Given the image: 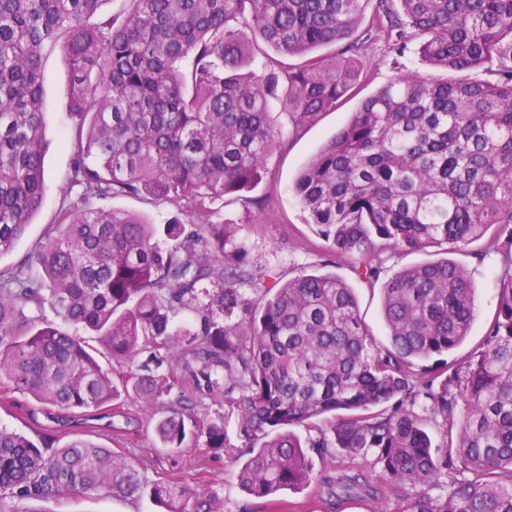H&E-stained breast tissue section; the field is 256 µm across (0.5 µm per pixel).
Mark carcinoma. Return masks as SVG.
Wrapping results in <instances>:
<instances>
[{
	"instance_id": "cac0c4a2",
	"label": "carcinoma",
	"mask_w": 512,
	"mask_h": 512,
	"mask_svg": "<svg viewBox=\"0 0 512 512\" xmlns=\"http://www.w3.org/2000/svg\"><path fill=\"white\" fill-rule=\"evenodd\" d=\"M110 2L0 0V256L43 203L40 69L56 47L77 133L68 190L80 188L46 242L0 271V379L71 433L49 452L0 428V512L115 494L147 495L164 512H220L210 497L147 481L79 428V412L110 420L122 394L164 392L165 378L136 363L147 346L165 351L170 376L196 366L192 394L180 392V411L155 425L160 447H225L224 417L198 412L199 395L224 388L249 454L238 480L257 499L307 486L314 459L342 455L375 470L374 484L361 471L338 478L346 495L398 492L400 512H512V0H398L399 13L378 0L372 25L387 37L401 42L409 28L435 67L498 79L399 74L362 100L293 186L319 236L338 255L356 254L367 282L385 264L379 240L394 252L464 246L498 226L506 241L488 246L505 263L497 314L484 349L456 367L440 355L463 342L475 310L457 263L391 276L382 288L389 345L378 348L345 281L299 274L265 285L234 225L212 209L260 181L278 143L268 103L279 79L297 129L356 88L362 0H127L116 15L105 12ZM250 32L303 65L250 69ZM140 195L186 201L191 214L158 226L85 206ZM46 304L63 325L40 318ZM83 331L126 368L120 381L86 350ZM428 413L458 422L455 451L433 449ZM328 415L304 442L292 430ZM448 468L465 475L450 492Z\"/></svg>"
}]
</instances>
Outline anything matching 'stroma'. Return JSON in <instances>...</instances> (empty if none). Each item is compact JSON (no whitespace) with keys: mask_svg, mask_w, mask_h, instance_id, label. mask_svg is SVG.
Masks as SVG:
<instances>
[{"mask_svg":"<svg viewBox=\"0 0 512 512\" xmlns=\"http://www.w3.org/2000/svg\"><path fill=\"white\" fill-rule=\"evenodd\" d=\"M365 19L358 35L364 43L358 55L361 66L362 94L370 95L390 83L399 72L415 71L437 78L445 72L433 68L418 52V41L406 38L397 46L383 33L374 31L372 18L375 0H365ZM44 110L49 126L46 152V194L43 205L14 249L0 256V270L15 267L25 256L37 249L66 202L63 189L73 161L71 141L74 137L68 117V64L61 50L49 52L42 63ZM361 96H349L311 124L293 129L279 101L269 103L270 120L279 131V142L266 159L261 181L251 190L229 194L214 204L219 219L237 227V236L247 250L248 267L256 273H272L288 280L298 273L333 274L354 288L360 315L368 328L374 346L388 343L384 326L382 283L362 282L354 271L355 255L337 257L329 244L308 224L293 192V185L302 166L325 143L335 136L360 103ZM497 227H490L484 238L465 246L431 247L422 251L390 254L385 263L386 275L399 269L443 257L454 260L469 273L476 291L475 314L465 341L448 353V361L460 363L480 352L486 342L493 317L498 308L497 278L503 271L499 254L488 252V240L496 238ZM202 407L209 415H222L227 450L220 460L205 463L206 449L188 447L175 452L160 448L154 432L153 411L136 397L121 398L119 417L111 428H97L94 438L113 451L134 458L152 482H166L215 496L223 512H330V496L321 476L345 473L348 462L336 459L316 463L315 480L298 491L285 490L268 500L254 498L238 484L237 458L243 441L237 434V410L224 401L223 392L202 396ZM35 401L0 383V426L30 436L50 437L54 446L68 440L56 425L44 416L30 417ZM41 512H160L149 498L139 500L123 496L97 498L52 497L41 501Z\"/></svg>","mask_w":512,"mask_h":512,"instance_id":"stroma-1","label":"stroma"}]
</instances>
